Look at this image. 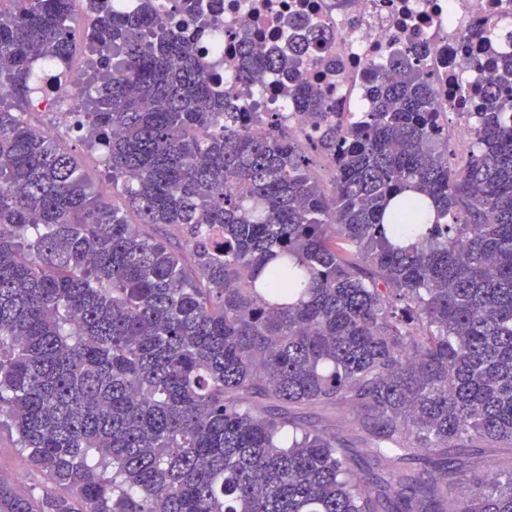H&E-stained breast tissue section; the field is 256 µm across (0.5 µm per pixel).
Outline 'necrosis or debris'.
Wrapping results in <instances>:
<instances>
[{
	"mask_svg": "<svg viewBox=\"0 0 512 512\" xmlns=\"http://www.w3.org/2000/svg\"><path fill=\"white\" fill-rule=\"evenodd\" d=\"M218 22L209 30L201 59L210 71L224 77L253 137L264 136L267 113L287 116L290 131L306 138L312 130L308 116L298 113L279 73L262 70L252 79L239 78L238 41L250 33L261 50L276 37L286 36L289 24L304 21L334 32L331 68L304 56L297 74L302 82L319 87L332 111L347 114L370 105V81L385 71L390 58L415 46L418 66L430 79L444 111L452 120L440 134L448 138L455 159L468 158L478 122L474 90L484 84V70L472 58L490 61L512 53L506 37L484 38L490 25L512 27V0H218ZM86 68L70 63L65 85L51 94L33 97L34 110L58 116L56 133L66 131L69 114L84 87Z\"/></svg>",
	"mask_w": 512,
	"mask_h": 512,
	"instance_id": "4bbe7bcc",
	"label": "necrosis or debris"
}]
</instances>
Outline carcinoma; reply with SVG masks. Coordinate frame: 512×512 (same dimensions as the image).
Wrapping results in <instances>:
<instances>
[{
	"mask_svg": "<svg viewBox=\"0 0 512 512\" xmlns=\"http://www.w3.org/2000/svg\"><path fill=\"white\" fill-rule=\"evenodd\" d=\"M212 2L86 0L75 121L109 199L22 112L73 0H0V418L54 488L0 476V512H512V469L471 465L512 449V56L463 166L414 49L370 111L297 80L314 134L254 138L200 59ZM331 40L245 36L240 79ZM487 457L481 460L480 474L486 478L500 477V466L507 461L509 455L506 448H491L486 453Z\"/></svg>",
	"mask_w": 512,
	"mask_h": 512,
	"instance_id": "carcinoma-1",
	"label": "carcinoma"
}]
</instances>
